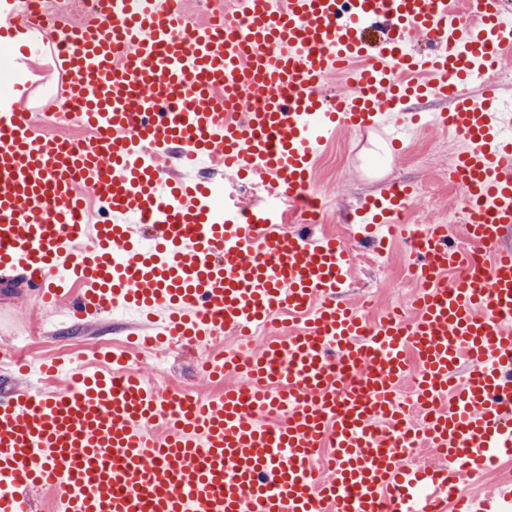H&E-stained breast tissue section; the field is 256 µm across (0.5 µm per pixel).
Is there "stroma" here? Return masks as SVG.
Instances as JSON below:
<instances>
[{
	"instance_id": "1",
	"label": "stroma",
	"mask_w": 512,
	"mask_h": 512,
	"mask_svg": "<svg viewBox=\"0 0 512 512\" xmlns=\"http://www.w3.org/2000/svg\"><path fill=\"white\" fill-rule=\"evenodd\" d=\"M465 147L463 138L450 141L440 131L425 126L404 133L393 145L374 133L363 137L347 130L339 131L324 145L315 163L314 180L319 195L331 206L326 220L312 226L311 232L333 233L345 241L352 254V279L342 294L353 300L368 296L371 317H380L394 304L409 301L417 286L408 271L413 260L408 244L399 242L385 250L382 263L370 262L374 249L357 241L348 215L382 198L394 181L410 185L414 191L404 218L417 228L438 223L443 214L460 211L463 192L449 183L448 164ZM0 311L8 317L6 326L0 327V349L8 348L10 336L21 333L35 340L39 354L51 355L61 343L77 354L103 339L120 342L129 333L128 327L106 312L63 326L43 324L29 293L13 283L0 285ZM156 354L165 360L163 374L155 375L151 365L144 364L140 367L143 376L156 379L163 387L176 383L197 395L214 393V385L201 369V350L160 348Z\"/></svg>"
}]
</instances>
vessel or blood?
Here are the masks:
<instances>
[{"label":"vessel or blood","mask_w":512,"mask_h":512,"mask_svg":"<svg viewBox=\"0 0 512 512\" xmlns=\"http://www.w3.org/2000/svg\"><path fill=\"white\" fill-rule=\"evenodd\" d=\"M4 2L0 37L39 33L21 50L54 60L89 137L41 131L30 91L0 114V271L36 276L38 302L71 320L132 311L138 348L214 342L205 373L239 382L188 398L128 368L124 346L107 373L42 362L48 386L0 398V512H35L44 490L55 512H512L511 479L490 499L465 489L512 458L507 0H351L345 15L338 0H235L219 32L185 0H92L77 25ZM333 75L348 90L329 99ZM412 97L447 101L428 124L468 143L448 179L470 214L463 248L447 225L402 223L406 185L365 207L364 237L412 243L422 288L405 313L340 300L341 238L284 232L276 209L216 215L188 176L218 162L313 200L328 136L391 127ZM405 448L442 463L410 465Z\"/></svg>","instance_id":"vessel-or-blood-1"}]
</instances>
